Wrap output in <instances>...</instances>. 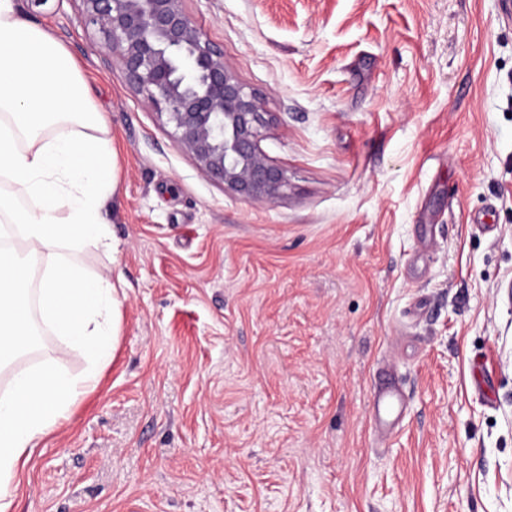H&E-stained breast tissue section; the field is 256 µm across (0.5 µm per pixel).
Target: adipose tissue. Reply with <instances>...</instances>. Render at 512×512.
Here are the masks:
<instances>
[{
	"label": "adipose tissue",
	"instance_id": "obj_1",
	"mask_svg": "<svg viewBox=\"0 0 512 512\" xmlns=\"http://www.w3.org/2000/svg\"><path fill=\"white\" fill-rule=\"evenodd\" d=\"M64 45L0 0V365L25 353L38 324L90 365L74 377L48 362L14 375L0 396V512H9L32 448L96 388L120 332L119 292L111 278L87 274L81 256L116 252L105 208L117 189L114 156L94 135L102 122Z\"/></svg>",
	"mask_w": 512,
	"mask_h": 512
}]
</instances>
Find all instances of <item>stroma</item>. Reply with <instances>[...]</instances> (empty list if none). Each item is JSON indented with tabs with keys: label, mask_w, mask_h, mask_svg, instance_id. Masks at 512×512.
Returning a JSON list of instances; mask_svg holds the SVG:
<instances>
[{
	"label": "stroma",
	"mask_w": 512,
	"mask_h": 512,
	"mask_svg": "<svg viewBox=\"0 0 512 512\" xmlns=\"http://www.w3.org/2000/svg\"><path fill=\"white\" fill-rule=\"evenodd\" d=\"M117 158L114 359L11 512H512V20L499 0H186L273 122L272 205L227 193L80 0H14ZM0 370L88 366L47 326ZM407 412L376 439L382 370Z\"/></svg>",
	"instance_id": "1"
}]
</instances>
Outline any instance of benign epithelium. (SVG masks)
<instances>
[{"label": "benign epithelium", "mask_w": 512, "mask_h": 512, "mask_svg": "<svg viewBox=\"0 0 512 512\" xmlns=\"http://www.w3.org/2000/svg\"><path fill=\"white\" fill-rule=\"evenodd\" d=\"M122 73L171 127L175 144L224 192L274 204L288 173L260 147L270 124L260 96L243 84L185 7L186 0H80Z\"/></svg>", "instance_id": "obj_1"}]
</instances>
